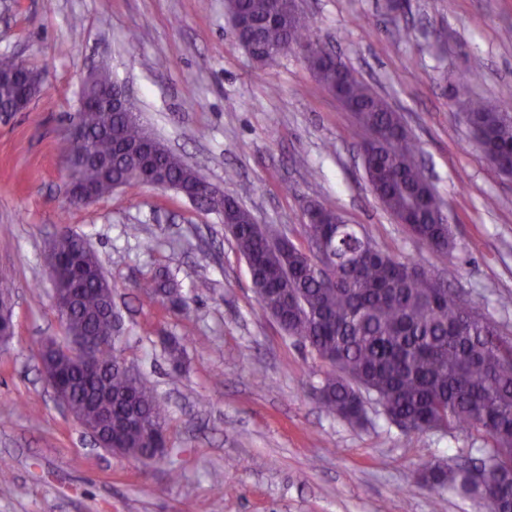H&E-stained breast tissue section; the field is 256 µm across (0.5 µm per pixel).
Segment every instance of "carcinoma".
Wrapping results in <instances>:
<instances>
[{
	"mask_svg": "<svg viewBox=\"0 0 512 512\" xmlns=\"http://www.w3.org/2000/svg\"><path fill=\"white\" fill-rule=\"evenodd\" d=\"M233 19L244 18L238 41L256 62L266 64L288 44L310 40V22L295 0H225ZM318 84L354 110L368 184L383 209L404 223L423 248L450 254L455 238L437 194L421 178L418 142L400 113L358 74L333 56L306 55ZM453 95L467 107L466 121L485 158L512 174V113L471 91L463 74ZM73 124L84 137L65 136L64 157L94 153L110 158L120 142L147 136L138 116L80 106ZM172 181L190 189L200 174L172 151L161 154ZM123 158L109 168L90 167L82 178L98 195L113 191L117 176L136 167ZM317 220L304 225L308 247L286 246L263 235L251 212L232 196L224 198V229L247 263L258 312L279 323L285 334L314 351L328 371L320 400L331 413L352 423L366 422L364 395L375 398L384 415L406 431L453 432L472 429L487 438L484 480L475 484L468 465L423 470L424 484L437 494L453 491L479 498L490 512L512 509V336L480 314L447 280L414 257L383 251L338 211L316 204ZM48 246L63 265L80 271L68 329L92 340L97 373L48 357L47 374L68 372L71 409L97 425L102 409L128 421L113 436V447L142 461H159L154 448L167 432V408L140 374L115 366L112 321L105 304L116 285L108 280L97 252L80 247V235L57 229ZM150 299L179 312L185 299L172 276L158 271L138 284Z\"/></svg>",
	"mask_w": 512,
	"mask_h": 512,
	"instance_id": "1",
	"label": "carcinoma"
}]
</instances>
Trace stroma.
Listing matches in <instances>:
<instances>
[{
    "label": "stroma",
    "mask_w": 512,
    "mask_h": 512,
    "mask_svg": "<svg viewBox=\"0 0 512 512\" xmlns=\"http://www.w3.org/2000/svg\"><path fill=\"white\" fill-rule=\"evenodd\" d=\"M297 0L312 38L340 56L416 138L456 248H420L366 180L352 113L318 88L305 59L259 65L238 45L224 0H0V55L43 75L27 111L0 114V274L15 335L0 350V512H489L436 495L425 466L480 462L474 431L407 432L367 400L355 425L318 399L326 366L256 315L246 263L218 214L171 189L122 188L71 203L57 145L87 73L107 67L142 123L257 221L304 244L313 201L360 225L380 249L416 256L512 334V177L472 138L452 95L458 73L512 108V0ZM140 228L138 235L128 225ZM67 226L115 282L118 350L168 409L166 464L113 454L47 388L38 351L62 338L46 264ZM188 308L169 311L137 284L159 268ZM186 347L181 369L167 337Z\"/></svg>",
    "instance_id": "35a3bbf8"
}]
</instances>
